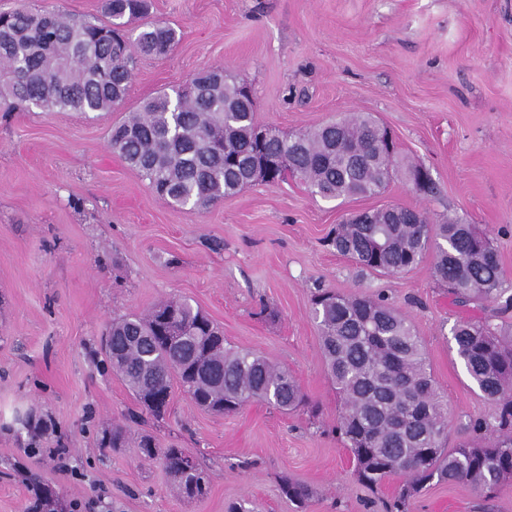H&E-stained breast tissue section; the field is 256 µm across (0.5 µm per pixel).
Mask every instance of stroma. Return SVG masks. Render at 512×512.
I'll list each match as a JSON object with an SVG mask.
<instances>
[{"mask_svg":"<svg viewBox=\"0 0 512 512\" xmlns=\"http://www.w3.org/2000/svg\"><path fill=\"white\" fill-rule=\"evenodd\" d=\"M103 0H0L102 18ZM149 20L176 28L163 57L137 58L112 112L32 109L0 118V512H25L37 487L64 512H296L283 477L309 486V512H385L400 478L370 490L336 434L340 402L322 365L318 290L385 294L412 321L448 407V443L494 405L457 357L452 304L430 260L397 275L360 273L324 239L354 212L399 205L430 221L453 214L487 234L512 279V0H152ZM220 66L252 85L256 120L291 134L352 112L392 132L426 167L425 196L395 179L377 196L326 201L298 178L254 185L205 210L174 208L109 147V129L161 91ZM186 298L231 346L287 367L311 403L198 408L175 389L170 413L140 432L211 473L183 497L135 441L101 447L135 398L93 360L113 316ZM411 512H512V483L485 499L430 484Z\"/></svg>","mask_w":512,"mask_h":512,"instance_id":"1","label":"stroma"}]
</instances>
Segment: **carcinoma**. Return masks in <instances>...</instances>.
Wrapping results in <instances>:
<instances>
[{
    "label": "carcinoma",
    "instance_id": "obj_1",
    "mask_svg": "<svg viewBox=\"0 0 512 512\" xmlns=\"http://www.w3.org/2000/svg\"><path fill=\"white\" fill-rule=\"evenodd\" d=\"M108 21L18 8L0 12V112L27 107L47 112H110L125 101L138 55L163 57L177 30L146 22L149 0H104ZM171 97L159 94L112 126V152L148 180L156 196L175 207L205 209L246 187L265 169L275 186L289 173L324 200L383 193L394 174L419 169L378 144L379 123L353 113L292 136L257 138L256 104L237 99L240 82L213 68ZM361 270L403 274L434 251L433 279L452 302L482 309L453 326L456 351L494 413L469 421L473 442L448 447L444 399L428 369L411 321L383 296L321 290L313 299L325 368L341 411L337 431L353 455L358 480L376 489L403 477L388 512H410L430 483H459L493 495L512 480V283L497 249L476 225L456 215L431 224L421 211L391 205L372 211L369 223L336 225L327 239ZM218 328L187 300L170 299L145 314L112 319L110 364L141 406L127 424L112 427L120 448L142 413L163 417L169 404L148 400L172 394L173 382L194 403L224 404L233 412L264 400L283 413L302 407L305 395L288 369L265 357L207 343ZM138 448L168 471L189 499L207 495L210 475L181 448H160L150 435ZM281 491L305 512L311 489L284 478Z\"/></svg>",
    "mask_w": 512,
    "mask_h": 512
}]
</instances>
